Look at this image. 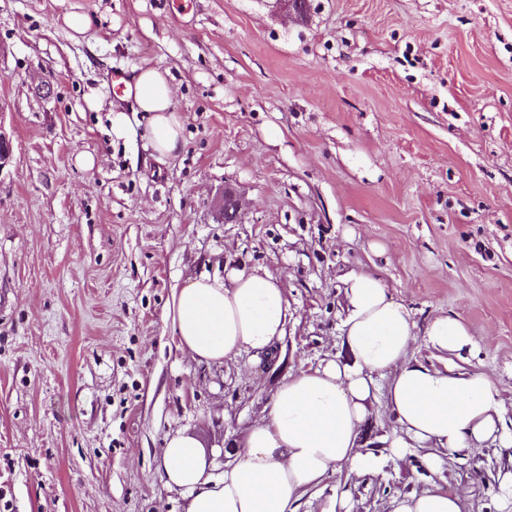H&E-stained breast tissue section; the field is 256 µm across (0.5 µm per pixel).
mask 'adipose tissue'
<instances>
[{"label": "adipose tissue", "instance_id": "1", "mask_svg": "<svg viewBox=\"0 0 512 512\" xmlns=\"http://www.w3.org/2000/svg\"><path fill=\"white\" fill-rule=\"evenodd\" d=\"M126 95L148 116L145 135L153 151L177 156L183 148L182 122L166 73L141 69ZM345 299L343 345L350 361L325 359L284 378L223 473H210L197 435L180 430L166 437L160 476L182 493L185 512H296L301 497L320 490L335 472L378 474L383 459L362 448L359 433L380 376L389 379L385 404L400 426L389 445L392 456L418 449L436 472L443 456L470 453L490 442L512 450L496 381L452 359L474 343L463 321L438 315L418 328L384 281L364 271L347 277ZM171 313L181 349L193 359L221 365L244 353L271 355L285 333L288 302L279 279L268 271L232 267L224 276L203 274L175 290ZM420 334L444 353L442 364L414 357ZM387 509L461 512V504L459 496L430 486L393 497Z\"/></svg>", "mask_w": 512, "mask_h": 512}]
</instances>
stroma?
<instances>
[{
    "label": "stroma",
    "mask_w": 512,
    "mask_h": 512,
    "mask_svg": "<svg viewBox=\"0 0 512 512\" xmlns=\"http://www.w3.org/2000/svg\"><path fill=\"white\" fill-rule=\"evenodd\" d=\"M68 13L92 20L80 41ZM115 66L167 72L178 156L147 146ZM0 127V512H182L165 435L197 434L223 472L281 379L341 353L353 272L418 326L463 320L457 363L496 379L512 430V0H306L300 19L284 0H0ZM232 266L284 287L275 363L178 346L174 289ZM387 384L360 434L381 472L334 474L299 512L346 483L355 512L430 483L462 512H512L494 448L439 475L387 456Z\"/></svg>",
    "instance_id": "1"
}]
</instances>
